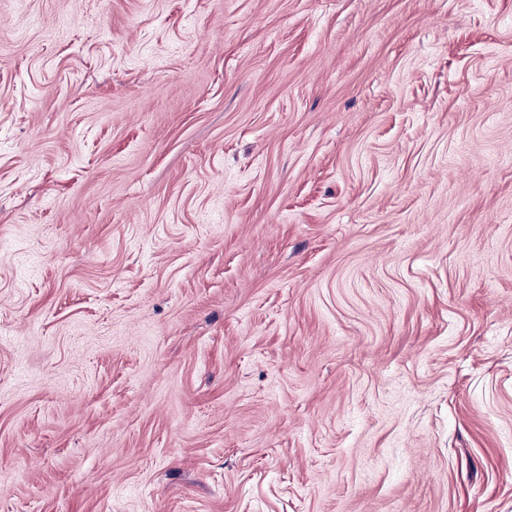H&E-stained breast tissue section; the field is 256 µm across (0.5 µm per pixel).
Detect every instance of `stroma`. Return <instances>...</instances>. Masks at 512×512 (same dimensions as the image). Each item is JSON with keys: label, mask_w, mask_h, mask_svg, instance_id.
Segmentation results:
<instances>
[{"label": "stroma", "mask_w": 512, "mask_h": 512, "mask_svg": "<svg viewBox=\"0 0 512 512\" xmlns=\"http://www.w3.org/2000/svg\"><path fill=\"white\" fill-rule=\"evenodd\" d=\"M0 512H512V0H0Z\"/></svg>", "instance_id": "stroma-1"}]
</instances>
